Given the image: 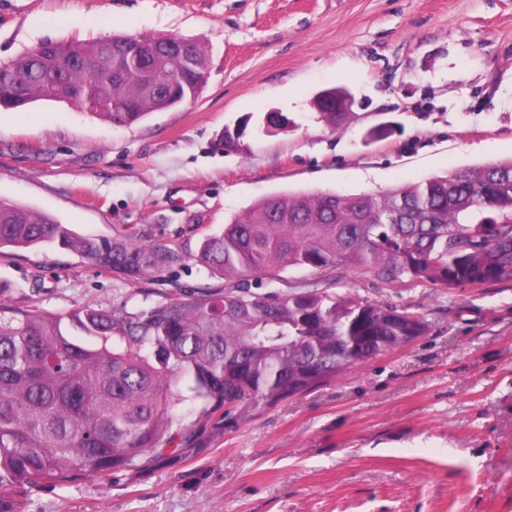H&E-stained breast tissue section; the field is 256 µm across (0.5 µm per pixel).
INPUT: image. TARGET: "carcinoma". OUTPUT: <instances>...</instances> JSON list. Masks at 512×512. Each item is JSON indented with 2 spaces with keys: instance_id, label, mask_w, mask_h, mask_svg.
Masks as SVG:
<instances>
[{
  "instance_id": "obj_1",
  "label": "carcinoma",
  "mask_w": 512,
  "mask_h": 512,
  "mask_svg": "<svg viewBox=\"0 0 512 512\" xmlns=\"http://www.w3.org/2000/svg\"><path fill=\"white\" fill-rule=\"evenodd\" d=\"M147 69L185 73L154 38ZM91 61L89 69L69 65ZM2 71L0 104L18 97L65 102L117 126L163 105L144 73L115 74L99 39L43 42ZM126 104L130 112H114ZM334 128L352 113L325 103ZM52 245L129 279L182 260L176 249L118 234L90 238L58 219L0 200V248ZM199 261L227 281L168 302L82 308L67 314L0 304V512H23L18 480L51 482L151 464L185 453L175 440L193 409L210 417L273 405L401 349L424 334L415 313L316 285L286 290L291 268L339 266L382 281L443 288L512 281V160L451 172L396 189L285 195L254 205L206 236ZM271 289L256 292L253 285Z\"/></svg>"
}]
</instances>
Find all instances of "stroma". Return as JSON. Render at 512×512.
<instances>
[{
    "label": "stroma",
    "mask_w": 512,
    "mask_h": 512,
    "mask_svg": "<svg viewBox=\"0 0 512 512\" xmlns=\"http://www.w3.org/2000/svg\"><path fill=\"white\" fill-rule=\"evenodd\" d=\"M124 33L204 46L199 96L131 126L65 103L0 109V199L183 259L128 279L58 248L4 247L6 305L64 314L219 289L201 241L260 201L512 158V0H0V65L43 41ZM334 86L351 89L354 117L332 129L311 101ZM271 111L288 128L266 132ZM287 278L406 308L427 329L310 392L191 416L184 455L21 485L24 512H512V282L395 286L345 267Z\"/></svg>",
    "instance_id": "stroma-1"
}]
</instances>
